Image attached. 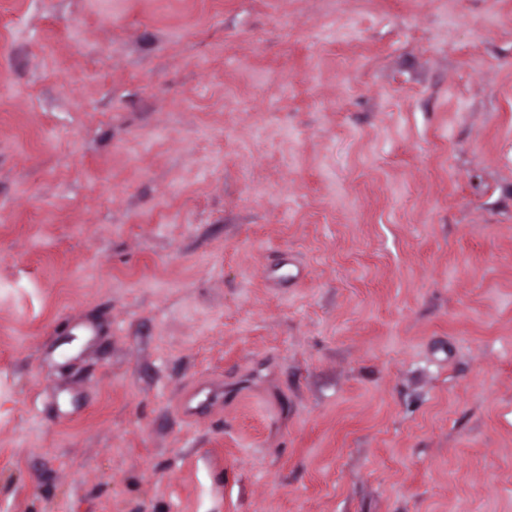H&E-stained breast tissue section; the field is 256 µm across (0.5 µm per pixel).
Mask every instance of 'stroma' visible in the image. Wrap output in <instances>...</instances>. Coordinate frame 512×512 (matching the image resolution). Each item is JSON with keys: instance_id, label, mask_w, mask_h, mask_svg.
<instances>
[{"instance_id": "35a3bbf8", "label": "stroma", "mask_w": 512, "mask_h": 512, "mask_svg": "<svg viewBox=\"0 0 512 512\" xmlns=\"http://www.w3.org/2000/svg\"><path fill=\"white\" fill-rule=\"evenodd\" d=\"M0 512H512V0H0ZM207 390V392H204ZM204 392V393H203ZM203 393L204 397L198 401L196 399ZM224 393L221 391L217 394L211 387H197L191 394L181 402V410L186 418H193L203 412L213 408L218 402L217 398L222 397ZM195 402L193 406L192 403Z\"/></svg>"}]
</instances>
